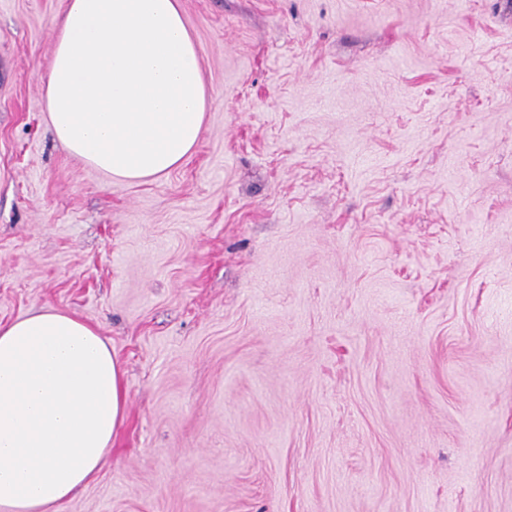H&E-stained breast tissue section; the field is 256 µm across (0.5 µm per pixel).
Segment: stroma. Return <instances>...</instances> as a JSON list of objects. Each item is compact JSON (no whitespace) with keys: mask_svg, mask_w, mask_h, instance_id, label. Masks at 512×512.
<instances>
[{"mask_svg":"<svg viewBox=\"0 0 512 512\" xmlns=\"http://www.w3.org/2000/svg\"><path fill=\"white\" fill-rule=\"evenodd\" d=\"M181 166L68 154L63 0H0V321L98 328L125 419L60 512H512V0H180Z\"/></svg>","mask_w":512,"mask_h":512,"instance_id":"1","label":"stroma"}]
</instances>
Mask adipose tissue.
<instances>
[{
	"label": "adipose tissue",
	"mask_w": 512,
	"mask_h": 512,
	"mask_svg": "<svg viewBox=\"0 0 512 512\" xmlns=\"http://www.w3.org/2000/svg\"><path fill=\"white\" fill-rule=\"evenodd\" d=\"M179 0H64L45 84L57 141L108 177L179 167L208 91ZM94 326L48 308L0 322V512H59L99 472L126 409Z\"/></svg>",
	"instance_id": "1"
}]
</instances>
